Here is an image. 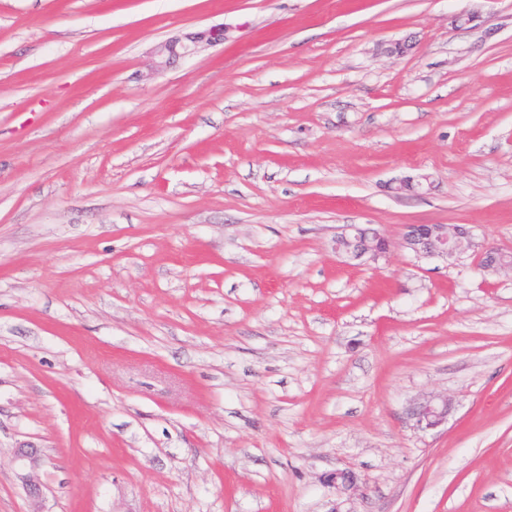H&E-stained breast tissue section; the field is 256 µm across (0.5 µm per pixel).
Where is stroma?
<instances>
[{
	"instance_id": "obj_1",
	"label": "stroma",
	"mask_w": 512,
	"mask_h": 512,
	"mask_svg": "<svg viewBox=\"0 0 512 512\" xmlns=\"http://www.w3.org/2000/svg\"><path fill=\"white\" fill-rule=\"evenodd\" d=\"M347 224L473 247L354 265ZM486 245L512 248V0H0V512H29L26 445L42 512H512ZM227 38L228 30L224 26H211L183 38L169 39L155 48L154 55L158 60L151 73L159 74L177 59L193 55L201 47L224 44ZM470 234L450 224H406L399 245L417 257L448 258L472 247ZM450 410L448 397L429 396L417 403L412 417L416 428L422 431L433 430L447 423ZM15 461L20 470L19 478L34 506L31 512H42L38 509L42 496V485L37 478V471L42 463L39 448H16Z\"/></svg>"
}]
</instances>
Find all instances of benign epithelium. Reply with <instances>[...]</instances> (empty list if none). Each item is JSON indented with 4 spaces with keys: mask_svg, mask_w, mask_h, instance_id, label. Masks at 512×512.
<instances>
[{
    "mask_svg": "<svg viewBox=\"0 0 512 512\" xmlns=\"http://www.w3.org/2000/svg\"><path fill=\"white\" fill-rule=\"evenodd\" d=\"M227 38L228 30L225 27L211 26L183 38L169 39L155 48L157 61L152 73L158 74L177 59L193 55L202 47L222 44ZM426 180V176L401 179L394 191L416 195L422 190ZM393 245L390 238L375 229H360L351 225L343 227L333 239L336 253L360 264L385 257ZM399 245L417 257L448 258L468 250L472 247V242L468 234L457 225L405 224L402 226ZM479 260L481 267L487 272L512 274L511 250L485 247L480 251ZM450 410L451 403L448 398L429 396L417 403L412 417L416 428L422 431L433 430L447 423ZM15 461L20 470L19 478L33 505L31 512H40L38 506L42 485L37 478V471L42 463L40 450L32 447L18 448L15 451ZM326 482L342 493H349L356 488L355 476L349 471L331 473Z\"/></svg>",
    "mask_w": 512,
    "mask_h": 512,
    "instance_id": "7a95c632",
    "label": "benign epithelium"
}]
</instances>
